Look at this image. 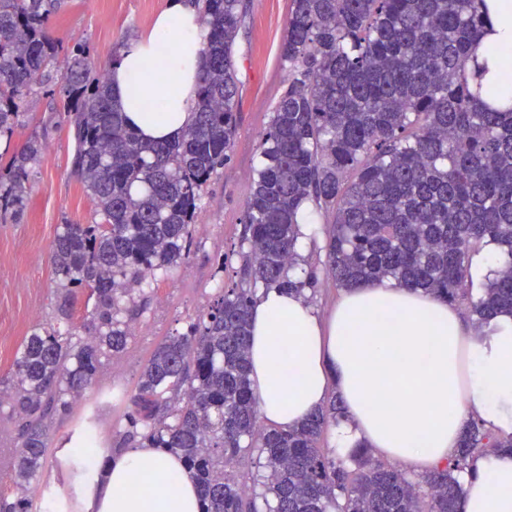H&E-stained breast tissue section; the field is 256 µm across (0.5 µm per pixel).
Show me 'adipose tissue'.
<instances>
[{
    "label": "adipose tissue",
    "instance_id": "adipose-tissue-1",
    "mask_svg": "<svg viewBox=\"0 0 512 512\" xmlns=\"http://www.w3.org/2000/svg\"><path fill=\"white\" fill-rule=\"evenodd\" d=\"M485 33L461 75L482 99L512 97V0H483ZM206 31L184 0H168L151 27L110 65L111 92L143 141L174 140L192 120L205 68ZM252 389L268 423L288 428L337 393L347 412L335 451L364 445L414 471L444 466L474 419L512 434V316L478 333L440 298L388 283L344 292L329 319L301 296L261 291L251 314ZM291 385H283L282 376ZM77 512H200L182 460L134 444L106 469L73 477L74 443L59 449ZM465 512H512V452L475 457L465 471Z\"/></svg>",
    "mask_w": 512,
    "mask_h": 512
}]
</instances>
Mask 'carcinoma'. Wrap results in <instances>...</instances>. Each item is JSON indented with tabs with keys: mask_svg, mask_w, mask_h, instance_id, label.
Returning <instances> with one entry per match:
<instances>
[{
	"mask_svg": "<svg viewBox=\"0 0 512 512\" xmlns=\"http://www.w3.org/2000/svg\"><path fill=\"white\" fill-rule=\"evenodd\" d=\"M188 3L208 32L193 120L180 139L146 144L112 103L108 76L92 72L89 43L52 36L50 18L68 0H0V223H20L42 156L45 124L11 148L37 91L62 109L71 171L99 216L60 225L51 261L57 320L69 326L34 328L15 356L13 384L0 389V416L16 432L14 447L0 451L16 496H1L0 512H29L30 485L52 451L50 424L71 416L126 350L135 294L184 262L204 187L231 151L247 0ZM476 3L291 0L280 46L287 83L261 137L240 279L159 344L123 414L118 448L137 438L178 454L201 512H463L455 473L490 448H512V436L474 422L454 458L415 482L369 448L348 460L320 448L324 430L346 418L335 398L293 428L265 426L249 378L258 290H315V272L295 273L306 203L332 217L325 249L336 286L392 282L461 301L478 329L512 314V103L484 102L459 77L484 29ZM491 244L502 264L475 296L473 257ZM79 293L85 314L76 322ZM248 451L261 468L250 486L233 471Z\"/></svg>",
	"mask_w": 512,
	"mask_h": 512,
	"instance_id": "cac0c4a2",
	"label": "carcinoma"
}]
</instances>
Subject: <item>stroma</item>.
Wrapping results in <instances>:
<instances>
[{
	"label": "stroma",
	"instance_id": "stroma-1",
	"mask_svg": "<svg viewBox=\"0 0 512 512\" xmlns=\"http://www.w3.org/2000/svg\"><path fill=\"white\" fill-rule=\"evenodd\" d=\"M167 0H72L49 22L53 37L91 43V68L106 71L115 48L146 31ZM290 0H251L239 33L234 60L241 84L239 127L234 145L218 175L207 184L201 211L192 229L186 261L170 271L157 272L149 289L132 306L135 333L127 350L108 362L96 384L88 389L73 414L54 421V445L69 441L95 416L100 454H109L125 429L123 395L132 394L141 371L158 344L182 333L190 318L205 311L224 284L238 279L241 259L233 253L239 243L251 186L259 161L260 138L285 85L279 59L280 40L288 20ZM73 150L67 127L50 130L39 165L33 168L20 223H0V381L11 376L16 353L32 329L55 319L51 247L65 220L93 223L95 205L72 174ZM317 231L302 248L303 269L318 277L308 302L321 318H328L342 296L327 276L328 217L314 211Z\"/></svg>",
	"mask_w": 512,
	"mask_h": 512
}]
</instances>
